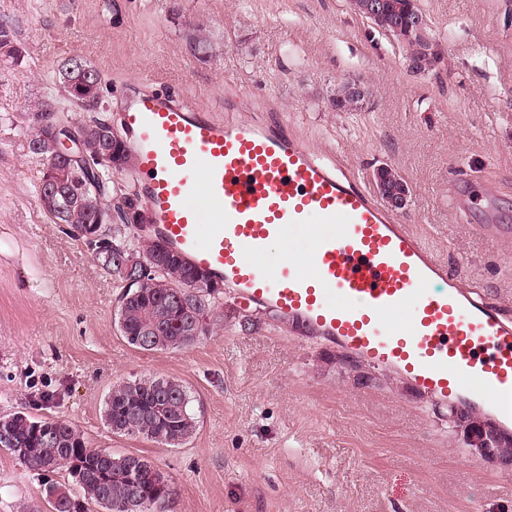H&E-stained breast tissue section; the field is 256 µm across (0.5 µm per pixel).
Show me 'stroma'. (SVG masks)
I'll list each match as a JSON object with an SVG mask.
<instances>
[{"instance_id": "35a3bbf8", "label": "stroma", "mask_w": 512, "mask_h": 512, "mask_svg": "<svg viewBox=\"0 0 512 512\" xmlns=\"http://www.w3.org/2000/svg\"><path fill=\"white\" fill-rule=\"evenodd\" d=\"M440 60L411 70L403 49L349 0H0L22 60L0 55V416L77 425L89 447L150 458L176 494L171 512H512V472L472 460L398 372L358 383L338 346L230 288L210 332L185 349L129 346L114 320L118 283L83 241L42 212L43 167L22 133L34 102L62 120L119 125L143 75L198 106L270 115L322 159L374 189L377 169L407 182L400 223L485 300L512 315V236L477 231L456 192L492 198L512 225V0H419ZM203 48H196V41ZM79 57L101 75L93 113L49 98ZM361 83L362 109L333 106ZM175 377L197 419L178 447L112 434L113 384ZM0 512H48L42 477L0 450Z\"/></svg>"}]
</instances>
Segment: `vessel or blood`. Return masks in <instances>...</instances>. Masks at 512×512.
<instances>
[{"label": "vessel or blood", "mask_w": 512, "mask_h": 512, "mask_svg": "<svg viewBox=\"0 0 512 512\" xmlns=\"http://www.w3.org/2000/svg\"><path fill=\"white\" fill-rule=\"evenodd\" d=\"M141 82L121 103L146 221L247 303L400 372L432 405L488 408L512 427V320L367 188L276 121L246 123ZM309 235L313 263L275 258ZM445 290L434 291L435 281Z\"/></svg>", "instance_id": "vessel-or-blood-1"}]
</instances>
